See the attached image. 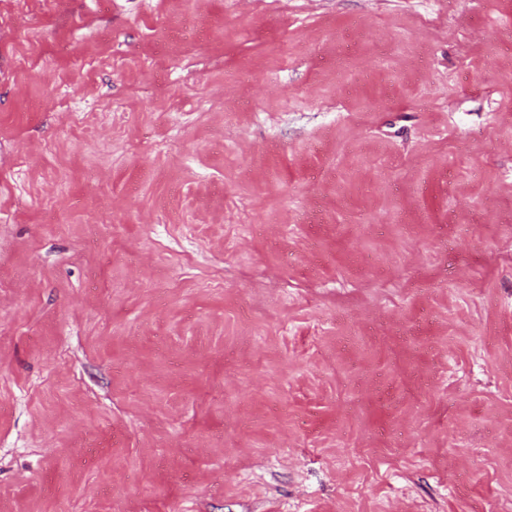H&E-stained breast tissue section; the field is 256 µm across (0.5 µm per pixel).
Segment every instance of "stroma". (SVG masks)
<instances>
[{"mask_svg":"<svg viewBox=\"0 0 512 512\" xmlns=\"http://www.w3.org/2000/svg\"><path fill=\"white\" fill-rule=\"evenodd\" d=\"M0 512H512V0H0Z\"/></svg>","mask_w":512,"mask_h":512,"instance_id":"1","label":"stroma"}]
</instances>
